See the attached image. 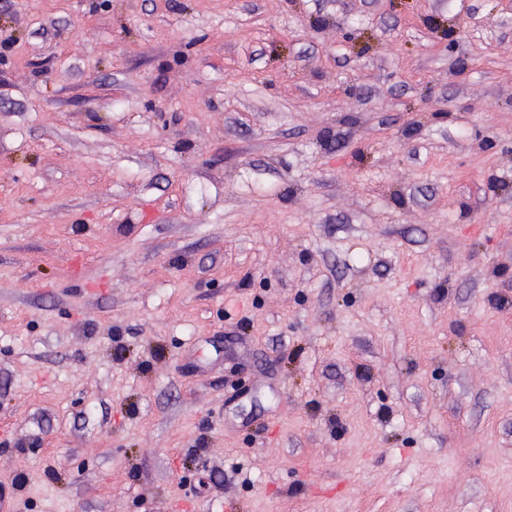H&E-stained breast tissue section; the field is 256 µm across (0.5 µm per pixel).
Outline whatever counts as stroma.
I'll return each mask as SVG.
<instances>
[{"label": "stroma", "mask_w": 512, "mask_h": 512, "mask_svg": "<svg viewBox=\"0 0 512 512\" xmlns=\"http://www.w3.org/2000/svg\"><path fill=\"white\" fill-rule=\"evenodd\" d=\"M14 512H512V0H0Z\"/></svg>", "instance_id": "stroma-1"}]
</instances>
